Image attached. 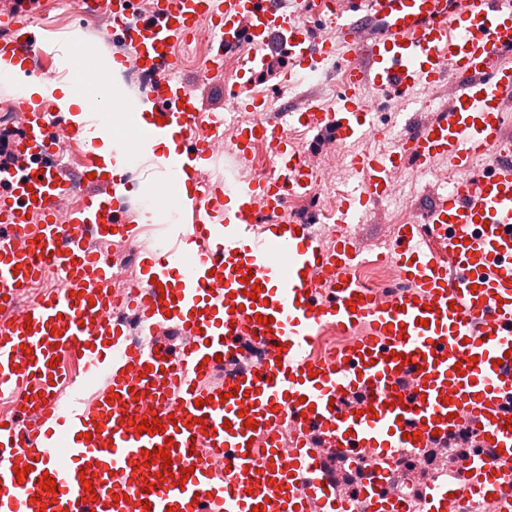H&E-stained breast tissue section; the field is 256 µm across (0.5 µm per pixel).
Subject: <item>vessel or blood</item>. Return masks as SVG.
I'll return each instance as SVG.
<instances>
[{"mask_svg":"<svg viewBox=\"0 0 512 512\" xmlns=\"http://www.w3.org/2000/svg\"><path fill=\"white\" fill-rule=\"evenodd\" d=\"M80 0L84 14L112 19L153 80L152 135L177 141V156L153 183L162 193L186 174L193 186L165 247L143 259L141 291L128 307L143 330L177 323V352L133 342L112 311V267L92 253L84 230L134 242L139 230L118 218L114 203L130 189L126 173L104 171L95 140L63 113L23 105L27 129L18 150L37 167L10 180L0 195V296L52 275L67 287L31 301L0 325V394L21 416H0V512H349L351 499L315 449L329 438L337 453L447 444L464 428L502 466L474 461L463 480L433 487L430 512H446L450 495L497 497L512 512V0ZM41 0H17L0 20V55L22 60L41 52L35 25ZM216 35L207 64L217 76L227 57L248 54L237 110L258 114L238 128V153L265 144L274 177L229 187L207 179L213 142L197 138L192 87L175 78L173 46L201 21ZM281 56L280 89L333 61L340 89L334 108L309 105L268 118L269 101L250 87ZM455 81L453 104L430 120L410 122L395 151L364 153L355 166L360 192L341 200L336 248L327 251L306 222L284 219L285 196L308 192L311 175L289 130L320 128L339 144L383 138L375 104L410 101L416 87ZM376 90L375 102L360 94ZM79 142L86 164L62 177L58 156ZM459 174L455 190L427 213L399 225L383 253L402 286L378 298L356 274L364 261L344 233L362 207L388 197L391 173L424 169L431 160ZM80 197L68 222L56 199ZM357 333L334 361L309 348L325 326ZM108 340L98 350L97 339ZM259 353L239 361L242 345ZM70 352L86 373L106 378L92 399L61 403ZM224 382L205 384L216 365ZM155 415L160 432H139ZM293 419L303 431L289 448L268 439L272 423ZM205 443L224 455L215 472L192 452ZM169 449L171 479L145 454ZM27 468L16 478L15 468ZM53 479L55 492L42 490ZM90 479L95 499L82 487Z\"/></svg>","mask_w":512,"mask_h":512,"instance_id":"obj_1","label":"vessel or blood"}]
</instances>
